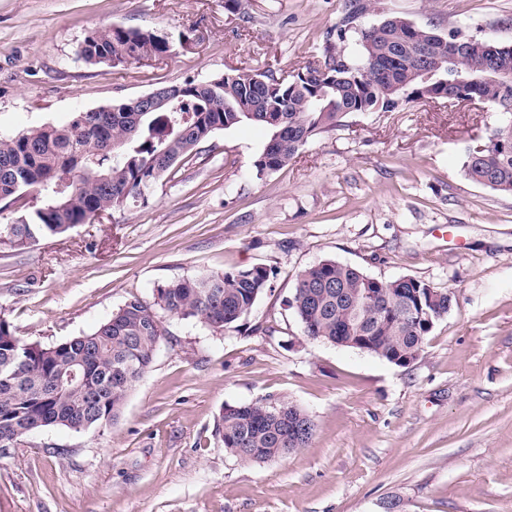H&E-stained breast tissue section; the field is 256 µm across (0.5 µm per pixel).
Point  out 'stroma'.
<instances>
[{
	"instance_id": "35a3bbf8",
	"label": "stroma",
	"mask_w": 512,
	"mask_h": 512,
	"mask_svg": "<svg viewBox=\"0 0 512 512\" xmlns=\"http://www.w3.org/2000/svg\"><path fill=\"white\" fill-rule=\"evenodd\" d=\"M350 0H0V136L224 73L304 68ZM440 33L512 43V0H372ZM103 25L164 35L122 68L77 55ZM494 105L421 100L356 112L257 175L268 130L216 132L147 192L30 248L0 249V317L52 344L91 333L133 295L266 267L237 327L163 315L149 371L117 421L49 427L0 448V512H512V193L469 180ZM324 260L412 276L455 303L413 363L304 336L288 305ZM289 402L313 420L285 459L243 463L212 437L224 405Z\"/></svg>"
}]
</instances>
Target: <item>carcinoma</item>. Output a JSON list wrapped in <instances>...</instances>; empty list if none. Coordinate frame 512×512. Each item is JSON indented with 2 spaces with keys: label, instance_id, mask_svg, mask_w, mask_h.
<instances>
[{
  "label": "carcinoma",
  "instance_id": "carcinoma-1",
  "mask_svg": "<svg viewBox=\"0 0 512 512\" xmlns=\"http://www.w3.org/2000/svg\"><path fill=\"white\" fill-rule=\"evenodd\" d=\"M368 4L352 0L328 32L314 62L286 77L272 73L224 74L177 86L163 112H132L133 100L108 112L79 111L62 128L52 125L0 137V201L32 189L42 202L28 216L0 225V246L20 250L48 236L87 224L97 211L146 200V190L220 130L259 123L270 132L254 160L257 173L285 166L314 135L335 128L350 112H397L420 90L453 89L496 106L499 124L485 149L466 151L464 169L474 182L512 192V82L458 83L459 73L512 72V46L446 35L390 16L362 28ZM357 35L359 59L335 49ZM170 51L155 32L104 26L91 31L78 55L113 68ZM267 111H261V108ZM270 287L267 269L204 274L170 281L147 301L132 295L93 332L44 345L17 336L0 317V448L48 427L79 433L101 429L122 412L132 388L153 363L164 311L211 328H229L247 315ZM430 285L404 276L377 282L360 269L325 260L296 276L290 307L303 334L333 344L341 336L370 343V353L405 367L416 360L435 321L448 314L454 293L429 299ZM233 417L219 413L213 433L224 448H240L243 462L286 458L305 447L314 423L290 403H245ZM308 425L298 443L278 442Z\"/></svg>",
  "mask_w": 512,
  "mask_h": 512
}]
</instances>
